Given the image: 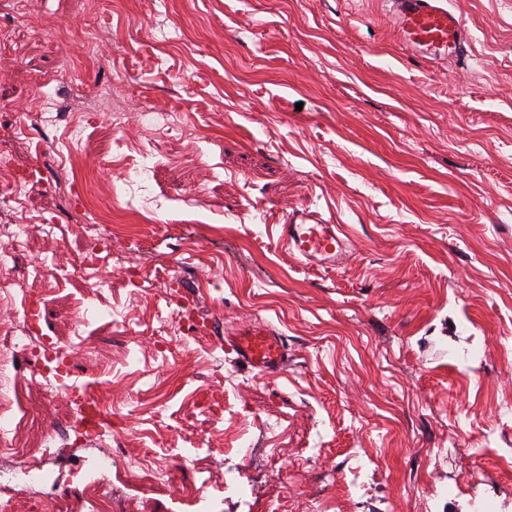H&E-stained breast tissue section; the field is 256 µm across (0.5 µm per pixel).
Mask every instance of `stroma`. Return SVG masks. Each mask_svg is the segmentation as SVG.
Listing matches in <instances>:
<instances>
[{
    "mask_svg": "<svg viewBox=\"0 0 512 512\" xmlns=\"http://www.w3.org/2000/svg\"><path fill=\"white\" fill-rule=\"evenodd\" d=\"M448 7L470 37L457 61L406 49L384 0H0V225L27 228L0 314L35 304L38 336L67 350L20 365L0 349L20 380L0 414L57 477L48 502L20 492L4 512H193L175 487L202 488L203 456L254 491L203 488L202 512L346 505L353 479L347 512H472L477 465L512 512V0ZM77 84L111 86V103L71 106ZM140 100L176 123L146 126ZM59 109L38 131L35 114ZM87 195L112 236L68 222ZM302 206L353 237L343 268L278 246ZM158 272L189 282L200 321L275 328L287 370L260 375L191 334L139 287ZM74 389L111 428L78 431ZM245 439L275 468L240 454ZM101 450L118 463L108 483L87 465ZM160 465L170 477L138 484Z\"/></svg>",
    "mask_w": 512,
    "mask_h": 512,
    "instance_id": "stroma-1",
    "label": "stroma"
}]
</instances>
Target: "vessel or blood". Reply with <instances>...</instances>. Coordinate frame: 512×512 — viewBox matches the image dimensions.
Returning <instances> with one entry per match:
<instances>
[{
  "instance_id": "b4317fda",
  "label": "vessel or blood",
  "mask_w": 512,
  "mask_h": 512,
  "mask_svg": "<svg viewBox=\"0 0 512 512\" xmlns=\"http://www.w3.org/2000/svg\"><path fill=\"white\" fill-rule=\"evenodd\" d=\"M396 28L408 48L424 56L453 58L466 51V29L445 0H387ZM279 244L298 262L335 269L351 255L353 241L341 225L305 207L292 211L279 226ZM224 345L237 361L263 374L280 373L288 364V347L280 333L261 323L225 328Z\"/></svg>"
}]
</instances>
